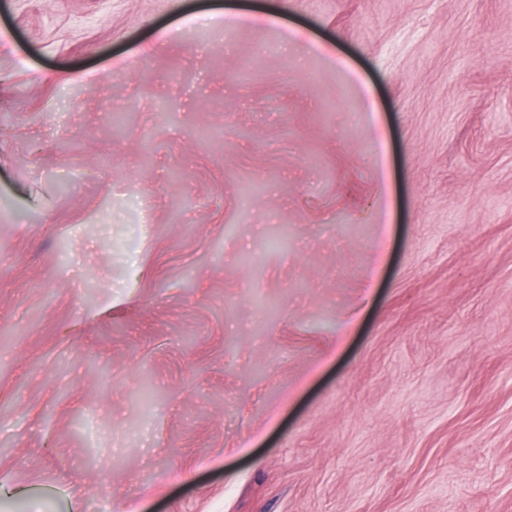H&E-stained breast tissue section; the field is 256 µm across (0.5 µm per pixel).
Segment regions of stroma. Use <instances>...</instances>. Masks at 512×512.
I'll list each match as a JSON object with an SVG mask.
<instances>
[{"mask_svg":"<svg viewBox=\"0 0 512 512\" xmlns=\"http://www.w3.org/2000/svg\"><path fill=\"white\" fill-rule=\"evenodd\" d=\"M1 486L512 512V0H0Z\"/></svg>","mask_w":512,"mask_h":512,"instance_id":"35a3bbf8","label":"stroma"}]
</instances>
